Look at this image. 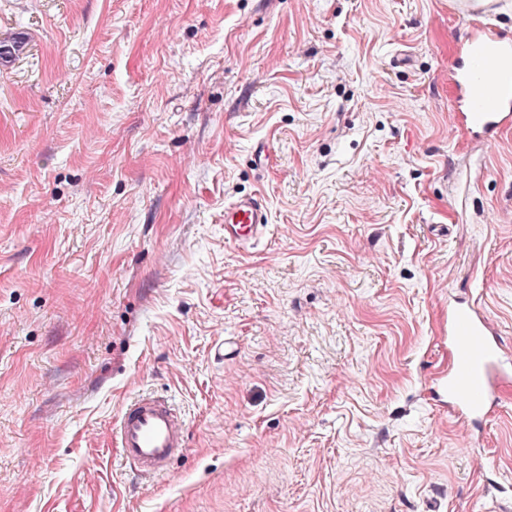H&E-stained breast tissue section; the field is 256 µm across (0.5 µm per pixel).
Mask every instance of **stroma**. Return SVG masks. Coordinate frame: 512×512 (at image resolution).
Returning <instances> with one entry per match:
<instances>
[{
	"label": "stroma",
	"instance_id": "35a3bbf8",
	"mask_svg": "<svg viewBox=\"0 0 512 512\" xmlns=\"http://www.w3.org/2000/svg\"><path fill=\"white\" fill-rule=\"evenodd\" d=\"M465 2L0 0V512H512V387L473 434L431 394L449 305L512 352V130L449 116ZM144 392L188 451L141 485ZM266 205L261 196H242L224 208V238L241 246L249 244L267 224ZM186 428L168 401L152 395L134 398L123 406L115 428L123 462L141 481L165 474L187 450Z\"/></svg>",
	"mask_w": 512,
	"mask_h": 512
}]
</instances>
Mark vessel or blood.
Here are the masks:
<instances>
[{"label":"vessel or blood","instance_id":"obj_1","mask_svg":"<svg viewBox=\"0 0 512 512\" xmlns=\"http://www.w3.org/2000/svg\"><path fill=\"white\" fill-rule=\"evenodd\" d=\"M459 20L465 33L448 70L457 129L468 140L490 145L512 129V34L468 11ZM267 221L261 196L239 197L224 209V238L247 245ZM448 340V401L458 417L478 422L489 414L500 385L512 381V356L493 336L488 317L470 306L449 307ZM186 428L168 401L134 398L123 406L115 428L125 465L146 481L165 474L187 449Z\"/></svg>","mask_w":512,"mask_h":512}]
</instances>
